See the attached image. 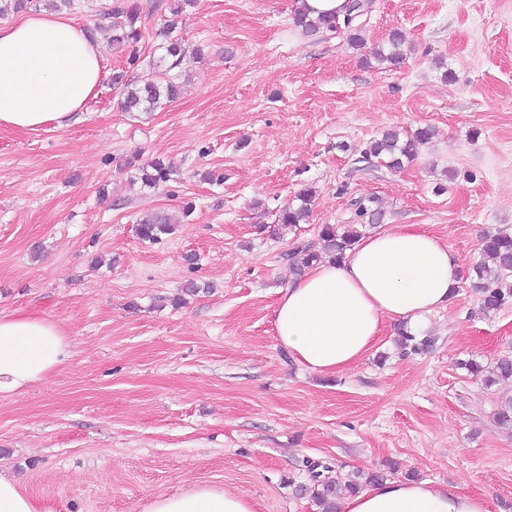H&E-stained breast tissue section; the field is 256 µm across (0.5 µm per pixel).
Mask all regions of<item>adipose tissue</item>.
Here are the masks:
<instances>
[{
	"instance_id": "obj_1",
	"label": "adipose tissue",
	"mask_w": 512,
	"mask_h": 512,
	"mask_svg": "<svg viewBox=\"0 0 512 512\" xmlns=\"http://www.w3.org/2000/svg\"><path fill=\"white\" fill-rule=\"evenodd\" d=\"M99 46L61 13L0 24V129L63 130L102 79ZM461 264L447 244L410 226L362 239L339 262L292 280L275 310L279 344L309 370L336 373L359 361L382 321L416 324L445 307ZM71 356L63 328L36 314L0 315V395L45 382ZM148 512H255L252 502L209 486L155 499ZM343 512H490L456 486L388 479L347 498Z\"/></svg>"
}]
</instances>
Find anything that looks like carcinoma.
Wrapping results in <instances>:
<instances>
[{"label":"carcinoma","instance_id":"obj_1","mask_svg":"<svg viewBox=\"0 0 512 512\" xmlns=\"http://www.w3.org/2000/svg\"><path fill=\"white\" fill-rule=\"evenodd\" d=\"M194 3V0H177V6L170 9L172 18L165 21L159 29L157 37L160 46L164 49L161 62L165 63V70L169 71L181 64L183 57L182 41L174 35L177 17L183 12V7ZM367 3L365 0H347L346 11L342 18L335 15H320L313 18L308 15L306 8L299 7L295 13V24L311 35L323 30L334 31L341 28L350 35L354 45L364 43L361 35L362 18ZM107 16L112 19L111 44L116 48L128 47L142 38L141 26L138 25L140 13L138 5L127 0H116ZM405 35L396 28L391 30L384 44L378 46L373 58L380 64L399 66L405 60L402 46ZM114 85L121 89V105L126 112H153L163 105L178 99L182 93V86L176 80L168 78L158 81L152 77L141 80H127L124 73L114 77ZM433 137L430 126L420 127L412 133L403 134L397 130L385 132L381 138L371 141L364 155L379 160L391 170H401L415 160L419 147ZM139 179L146 186H155L168 180L169 168L164 161L157 158L138 167ZM315 191L304 189L299 194L300 204L288 205L279 212L278 223L297 226L307 220L310 213L311 202ZM355 215L361 219H368L375 224L380 221L383 212L367 205L362 200L355 202ZM176 221L169 215H154L144 219L138 226L139 237L148 242H155L163 234H170ZM319 240L322 241L326 255L338 262L345 253L351 249L360 237L356 225L324 224L318 231ZM482 260L474 267L475 278L470 287L475 291L485 311H496L512 299V235L503 232H488L484 234L481 243ZM291 269L296 275L320 261L315 248L306 243L296 242L289 253ZM486 382L501 383L508 388L512 387V356H503L498 359L495 367V377L486 379ZM305 472L312 485L310 491L320 512H339L340 501L344 493L353 494L360 490V483L352 478L346 480L338 477L331 479L326 476L329 466L320 461L304 462Z\"/></svg>","mask_w":512,"mask_h":512}]
</instances>
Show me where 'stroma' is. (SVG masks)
I'll return each mask as SVG.
<instances>
[{"instance_id": "1", "label": "stroma", "mask_w": 512, "mask_h": 512, "mask_svg": "<svg viewBox=\"0 0 512 512\" xmlns=\"http://www.w3.org/2000/svg\"><path fill=\"white\" fill-rule=\"evenodd\" d=\"M114 0L65 14L100 46L105 77L70 128L0 130V315L62 326L72 355L47 381L0 396V475L66 512H145L208 484L256 512H319L305 460L456 485L512 512V431L496 421L492 372L512 355V302L487 313L468 282L427 314L422 351L386 322L371 351L320 375L278 343L274 312L295 240L357 222L410 224L480 261L484 232L512 233V0H368L363 46L308 36L297 0H195L178 18L184 85L154 112H125V52L109 42ZM150 72L172 0H137ZM406 60L378 65L392 29ZM432 127L403 170L364 159L384 131ZM170 162L138 184L137 163ZM316 192L305 224L280 210ZM193 213L142 241L139 220ZM201 284L184 294L187 282Z\"/></svg>"}]
</instances>
